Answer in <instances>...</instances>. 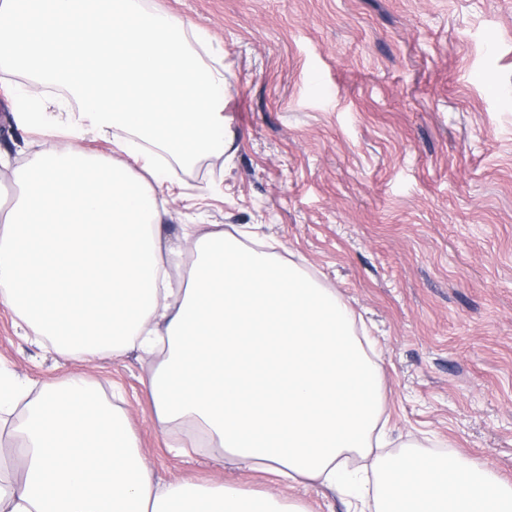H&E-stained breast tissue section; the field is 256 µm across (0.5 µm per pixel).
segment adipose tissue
<instances>
[{"label": "adipose tissue", "instance_id": "obj_1", "mask_svg": "<svg viewBox=\"0 0 512 512\" xmlns=\"http://www.w3.org/2000/svg\"><path fill=\"white\" fill-rule=\"evenodd\" d=\"M212 55L205 31L151 0H0V72L21 79L15 120L73 139L45 143L0 184V308L66 358H157L147 389L163 431L192 425L241 465L315 483L347 512H512V482L484 462L384 452L381 369L335 289L191 224V268L171 263L168 165L232 140ZM91 133L124 161L90 155ZM14 411L0 459L23 467L0 471V512H308L223 483H155L122 409L85 378L30 399L0 373V413ZM352 453L369 469L349 468Z\"/></svg>", "mask_w": 512, "mask_h": 512}]
</instances>
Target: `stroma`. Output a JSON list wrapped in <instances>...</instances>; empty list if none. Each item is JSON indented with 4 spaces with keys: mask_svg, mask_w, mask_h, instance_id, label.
<instances>
[{
    "mask_svg": "<svg viewBox=\"0 0 512 512\" xmlns=\"http://www.w3.org/2000/svg\"><path fill=\"white\" fill-rule=\"evenodd\" d=\"M206 29L231 75L225 154L180 172L166 237L219 225L335 288L378 342L389 452L416 439L512 482V0H156ZM0 76V182L51 127L14 119ZM0 369L32 390L86 375L121 406L157 482L297 496L222 449L179 453L156 424L137 352L86 365L18 336Z\"/></svg>",
    "mask_w": 512,
    "mask_h": 512,
    "instance_id": "1",
    "label": "stroma"
}]
</instances>
